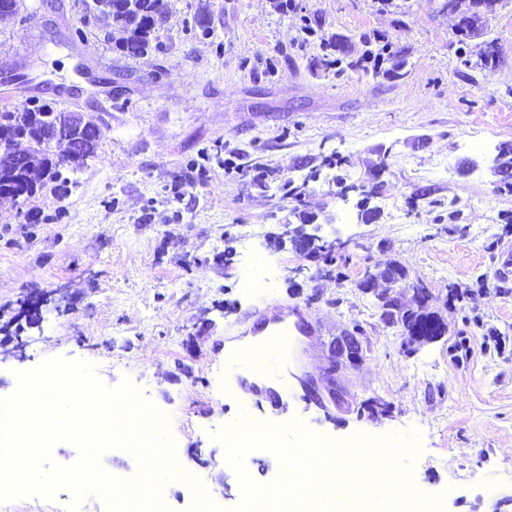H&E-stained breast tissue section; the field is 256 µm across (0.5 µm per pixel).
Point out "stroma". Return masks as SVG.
I'll return each instance as SVG.
<instances>
[{"label": "stroma", "instance_id": "1", "mask_svg": "<svg viewBox=\"0 0 512 512\" xmlns=\"http://www.w3.org/2000/svg\"><path fill=\"white\" fill-rule=\"evenodd\" d=\"M167 3L140 57L117 50L119 29L76 35L83 0H26L0 22V109L47 104L103 132L67 189L0 199V392L54 358L95 365L108 389L130 381L225 512L241 477L282 474L264 452L241 475L226 462L214 435L243 416L344 445L416 430L418 492L444 512H512V279L495 274L512 191L494 173L512 144V0L463 46L440 0ZM339 36L355 58L366 36L404 45L401 77L326 68ZM489 45L494 67L454 70ZM299 226L333 252L295 249ZM390 262L429 289L444 336L410 346L380 320L360 283ZM285 303L319 323L290 376L336 399L283 418L226 395L224 341ZM357 325L363 360L336 375Z\"/></svg>", "mask_w": 512, "mask_h": 512}]
</instances>
